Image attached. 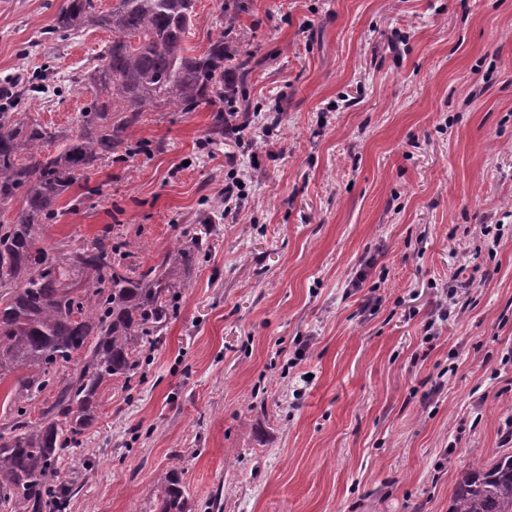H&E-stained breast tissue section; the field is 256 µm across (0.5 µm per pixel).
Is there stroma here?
Listing matches in <instances>:
<instances>
[{
  "label": "stroma",
  "mask_w": 512,
  "mask_h": 512,
  "mask_svg": "<svg viewBox=\"0 0 512 512\" xmlns=\"http://www.w3.org/2000/svg\"><path fill=\"white\" fill-rule=\"evenodd\" d=\"M64 3L0 0V86L43 77L19 109L53 130L112 37H46ZM245 3L242 136L215 145L207 104L145 113L46 227L55 255L138 234L147 265L209 244L66 455L67 512H157L173 465L191 512H448L461 469L512 453V0ZM223 5L197 0L189 54ZM229 152L251 181L223 209Z\"/></svg>",
  "instance_id": "35a3bbf8"
}]
</instances>
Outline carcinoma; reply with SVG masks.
Returning <instances> with one entry per match:
<instances>
[{"instance_id":"carcinoma-1","label":"carcinoma","mask_w":512,"mask_h":512,"mask_svg":"<svg viewBox=\"0 0 512 512\" xmlns=\"http://www.w3.org/2000/svg\"><path fill=\"white\" fill-rule=\"evenodd\" d=\"M195 18L196 0H116L107 12L94 0H67L49 35L112 32L82 75L92 99L77 128L52 131L0 109V207L23 200L14 222L0 224V276L12 288L0 297V383L12 378L4 399L11 415L0 425V512H66L70 489L60 465L67 451L82 444L108 382L131 388L145 347L137 328L160 319L163 295L204 247L193 236L147 268L132 261L140 244L128 236L104 233L63 257L43 247L62 196L130 149L145 112H192L217 101L234 111L251 58L228 40L236 16L224 15V31L199 56L184 47ZM45 391L52 397L34 416L32 400ZM146 491L158 512H190L174 467L156 474ZM449 512H512V454L461 470Z\"/></svg>"}]
</instances>
